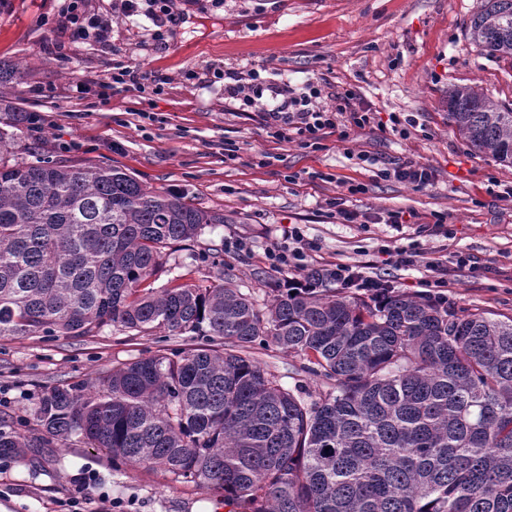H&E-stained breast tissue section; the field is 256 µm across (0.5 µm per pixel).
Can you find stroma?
<instances>
[{
    "instance_id": "1",
    "label": "stroma",
    "mask_w": 512,
    "mask_h": 512,
    "mask_svg": "<svg viewBox=\"0 0 512 512\" xmlns=\"http://www.w3.org/2000/svg\"><path fill=\"white\" fill-rule=\"evenodd\" d=\"M69 0H0V61L25 70L7 102L41 115L22 128L18 161L97 163L134 174L148 187L187 193L223 223L193 242L172 245L155 287L210 283L225 267L257 299L282 282L264 258L288 225H301L309 267L343 262L364 275L417 293L431 263L448 267V300L456 306L512 316V166L476 153L448 124V91L475 85L512 105V64L481 54L465 24L480 0H181L182 18L159 42L144 15L123 17L114 0H86L111 19L108 44L72 38L56 28ZM164 77L161 93L136 87L98 98L99 80L117 67ZM257 70L261 78L299 88L313 81L326 93L356 90L377 112L370 127L349 128L346 141L328 137L320 151L298 141L271 142L256 122L224 110L217 72ZM90 82L89 93L73 90ZM155 120L141 118V111ZM400 116L391 126L390 114ZM237 141L234 163L225 139ZM412 160L430 168L426 188L385 177ZM363 185L350 194L349 185ZM378 216L400 211L404 223L344 224L328 199ZM446 216L445 227L435 224ZM243 240L245 251L225 249ZM416 249L421 262L389 265L383 247ZM466 254L478 276L456 265ZM186 336H135L106 327L81 338H0V415L18 432L40 430L33 411L43 392L82 383L139 357L191 347ZM253 358L289 388L316 393L319 378L298 358L255 348ZM94 485L77 489L79 475ZM228 512L211 489L179 483L142 468L112 469V457L78 442L31 448L0 465V512Z\"/></svg>"
}]
</instances>
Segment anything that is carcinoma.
Masks as SVG:
<instances>
[{"instance_id":"cac0c4a2","label":"carcinoma","mask_w":512,"mask_h":512,"mask_svg":"<svg viewBox=\"0 0 512 512\" xmlns=\"http://www.w3.org/2000/svg\"><path fill=\"white\" fill-rule=\"evenodd\" d=\"M466 35L512 64V0H481ZM22 78L0 62V102ZM0 129V337L89 336L117 326L203 343L141 357L39 399L26 439L0 417V462L75 439L230 512H512V317L390 284L271 289L259 304L231 277L154 288L165 250L224 214L119 168L11 161ZM448 123L512 165V107L475 86L448 91ZM301 360L312 395L282 385L255 346Z\"/></svg>"}]
</instances>
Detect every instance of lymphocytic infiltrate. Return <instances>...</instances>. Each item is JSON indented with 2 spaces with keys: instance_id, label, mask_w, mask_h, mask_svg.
Wrapping results in <instances>:
<instances>
[{
  "instance_id": "lymphocytic-infiltrate-1",
  "label": "lymphocytic infiltrate",
  "mask_w": 512,
  "mask_h": 512,
  "mask_svg": "<svg viewBox=\"0 0 512 512\" xmlns=\"http://www.w3.org/2000/svg\"><path fill=\"white\" fill-rule=\"evenodd\" d=\"M63 18L65 24L99 43H107L110 38L111 20L89 11L84 0H70ZM258 77L254 70L224 72V97L236 103L239 111L248 113L275 140L287 141L295 136L303 147L318 150L327 137L346 140L348 127L363 128L373 120L371 107L353 90L337 93L335 104L330 105L324 102L320 86L308 85L303 92L285 84L264 87ZM304 246L301 227L291 225L281 242L267 251L269 266L278 272L293 273L294 284H301Z\"/></svg>"
}]
</instances>
